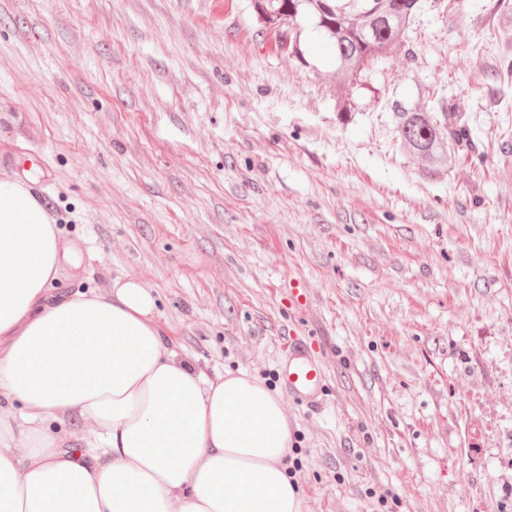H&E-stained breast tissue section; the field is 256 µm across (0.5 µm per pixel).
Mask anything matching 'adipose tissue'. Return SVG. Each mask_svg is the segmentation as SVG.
Returning <instances> with one entry per match:
<instances>
[{
  "label": "adipose tissue",
  "instance_id": "ef3b65f1",
  "mask_svg": "<svg viewBox=\"0 0 512 512\" xmlns=\"http://www.w3.org/2000/svg\"><path fill=\"white\" fill-rule=\"evenodd\" d=\"M79 263L33 180L0 176V512H300L280 397L168 350L137 275L53 294Z\"/></svg>",
  "mask_w": 512,
  "mask_h": 512
}]
</instances>
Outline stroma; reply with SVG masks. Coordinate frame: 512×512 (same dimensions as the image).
<instances>
[{
  "instance_id": "obj_1",
  "label": "stroma",
  "mask_w": 512,
  "mask_h": 512,
  "mask_svg": "<svg viewBox=\"0 0 512 512\" xmlns=\"http://www.w3.org/2000/svg\"><path fill=\"white\" fill-rule=\"evenodd\" d=\"M462 3L349 86L254 0H0V173L81 255L55 293L137 274L195 369L278 392L300 512H512V0ZM445 101L481 158L429 177L394 108ZM296 338L318 411L281 390Z\"/></svg>"
}]
</instances>
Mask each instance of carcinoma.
Wrapping results in <instances>:
<instances>
[{
	"label": "carcinoma",
	"instance_id": "obj_1",
	"mask_svg": "<svg viewBox=\"0 0 512 512\" xmlns=\"http://www.w3.org/2000/svg\"><path fill=\"white\" fill-rule=\"evenodd\" d=\"M256 6L266 25L278 23L282 15L295 22L313 18L315 30L348 80L403 38L421 0H256ZM394 115L403 146L425 163L430 176L438 174L441 161L451 156L450 145L476 150L471 129L450 103L432 113L398 106Z\"/></svg>",
	"mask_w": 512,
	"mask_h": 512
}]
</instances>
